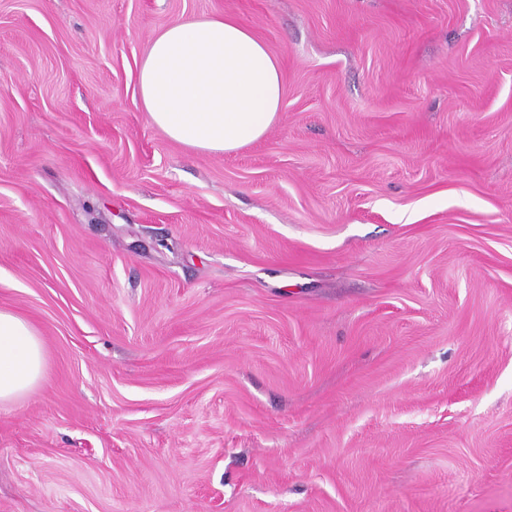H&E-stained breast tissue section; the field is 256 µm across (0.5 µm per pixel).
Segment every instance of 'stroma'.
<instances>
[{
  "mask_svg": "<svg viewBox=\"0 0 512 512\" xmlns=\"http://www.w3.org/2000/svg\"><path fill=\"white\" fill-rule=\"evenodd\" d=\"M279 60L260 140L152 125L153 36ZM0 512H512V0H0ZM45 366V350L35 326L0 310V403L14 401L35 387Z\"/></svg>",
  "mask_w": 512,
  "mask_h": 512,
  "instance_id": "stroma-1",
  "label": "stroma"
}]
</instances>
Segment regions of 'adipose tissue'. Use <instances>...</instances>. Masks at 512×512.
Masks as SVG:
<instances>
[{"label":"adipose tissue","mask_w":512,"mask_h":512,"mask_svg":"<svg viewBox=\"0 0 512 512\" xmlns=\"http://www.w3.org/2000/svg\"><path fill=\"white\" fill-rule=\"evenodd\" d=\"M137 83L153 125L176 143L212 154L262 138L282 107L278 60L250 28L225 16L183 18L157 33ZM45 366L35 326L0 310V403L35 387Z\"/></svg>","instance_id":"adipose-tissue-1"}]
</instances>
